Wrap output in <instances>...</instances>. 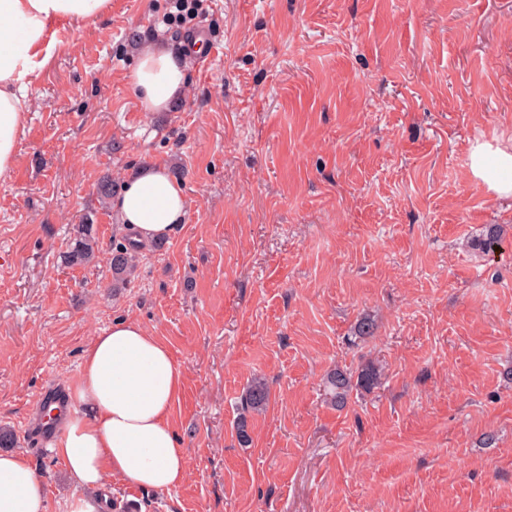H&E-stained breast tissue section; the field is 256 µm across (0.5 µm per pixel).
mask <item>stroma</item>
<instances>
[{
	"label": "stroma",
	"instance_id": "1",
	"mask_svg": "<svg viewBox=\"0 0 512 512\" xmlns=\"http://www.w3.org/2000/svg\"><path fill=\"white\" fill-rule=\"evenodd\" d=\"M170 3L57 25L0 176V426L49 512L81 487L27 419L121 317L185 371L189 474L111 482L101 512H512V197L470 172L475 146L512 151V0H207L214 53L145 112L128 75L142 44L183 46ZM148 161L184 183L185 224L125 286L107 262L62 265L84 219L102 254L125 236L98 187ZM492 224L490 257L474 242ZM369 361L380 385L336 410L326 372ZM255 376L270 400L243 447Z\"/></svg>",
	"mask_w": 512,
	"mask_h": 512
}]
</instances>
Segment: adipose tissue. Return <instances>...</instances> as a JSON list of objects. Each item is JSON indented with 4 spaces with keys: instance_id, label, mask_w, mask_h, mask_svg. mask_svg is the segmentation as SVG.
<instances>
[{
    "instance_id": "1",
    "label": "adipose tissue",
    "mask_w": 512,
    "mask_h": 512,
    "mask_svg": "<svg viewBox=\"0 0 512 512\" xmlns=\"http://www.w3.org/2000/svg\"><path fill=\"white\" fill-rule=\"evenodd\" d=\"M111 9L112 0H0V176L14 165L32 78L55 46L53 27L94 22ZM188 56L162 37L138 50L129 82L144 111H168L185 96ZM470 159L474 178L512 197V152L477 146ZM112 210L136 243L147 244L185 222L189 199L183 183L152 162L125 180ZM184 379L168 347L137 321L114 320L93 338L53 448L82 488L67 512H99L93 493L114 479L156 492L185 482L188 456L170 421ZM0 512H48L46 488L22 453L0 452Z\"/></svg>"
}]
</instances>
